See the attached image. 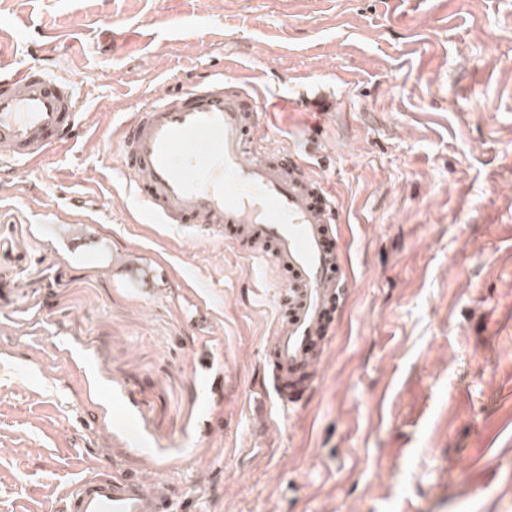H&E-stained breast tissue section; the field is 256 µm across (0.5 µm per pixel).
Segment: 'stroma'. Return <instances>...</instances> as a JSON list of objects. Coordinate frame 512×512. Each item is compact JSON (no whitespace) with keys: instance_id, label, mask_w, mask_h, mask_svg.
<instances>
[{"instance_id":"35a3bbf8","label":"stroma","mask_w":512,"mask_h":512,"mask_svg":"<svg viewBox=\"0 0 512 512\" xmlns=\"http://www.w3.org/2000/svg\"><path fill=\"white\" fill-rule=\"evenodd\" d=\"M87 132L0 175V512L113 463L197 512H512V0H0ZM220 63L336 198L351 281L306 403L274 279L142 224L114 127Z\"/></svg>"}]
</instances>
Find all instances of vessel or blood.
<instances>
[{"label":"vessel or blood","mask_w":512,"mask_h":512,"mask_svg":"<svg viewBox=\"0 0 512 512\" xmlns=\"http://www.w3.org/2000/svg\"><path fill=\"white\" fill-rule=\"evenodd\" d=\"M258 112L252 95L215 73L122 122L113 153L147 219L200 225L276 274L278 316L262 354L276 396L294 404L314 386L332 346L349 278L335 200L296 156L268 146ZM84 124L72 80L0 55L1 164L34 165ZM54 509L177 512L178 505L168 480L116 469L74 482Z\"/></svg>","instance_id":"1"}]
</instances>
